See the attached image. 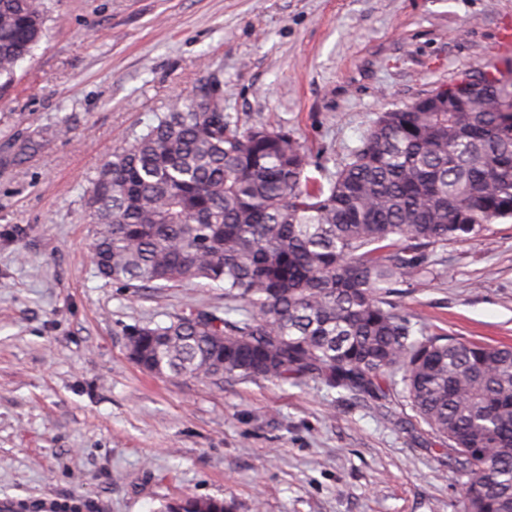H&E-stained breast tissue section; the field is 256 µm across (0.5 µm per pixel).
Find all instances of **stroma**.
Here are the masks:
<instances>
[{
	"mask_svg": "<svg viewBox=\"0 0 512 512\" xmlns=\"http://www.w3.org/2000/svg\"><path fill=\"white\" fill-rule=\"evenodd\" d=\"M0 95V500L159 512H463L462 480L410 404L312 381L161 378L140 326L220 308L200 280L112 284L84 194L114 150L215 69L224 109L285 129L335 174L380 112L480 65L512 67V0H43ZM448 277L399 302L430 333L512 346V222L437 249ZM223 499L211 497L185 496L167 501L160 512H225Z\"/></svg>",
	"mask_w": 512,
	"mask_h": 512,
	"instance_id": "35a3bbf8",
	"label": "stroma"
}]
</instances>
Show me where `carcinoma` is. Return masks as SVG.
<instances>
[{"instance_id":"carcinoma-1","label":"carcinoma","mask_w":512,"mask_h":512,"mask_svg":"<svg viewBox=\"0 0 512 512\" xmlns=\"http://www.w3.org/2000/svg\"><path fill=\"white\" fill-rule=\"evenodd\" d=\"M42 0H0V79L44 33ZM482 98L436 91L381 112L322 181L301 142L224 111L218 69L112 153L86 207L101 277L164 288L200 279L224 311L146 325L159 377L315 379L376 401L401 387L464 482L465 512H512V347L429 334L400 287L448 277L438 247L512 220V71L478 66ZM160 512H226L185 496Z\"/></svg>"}]
</instances>
